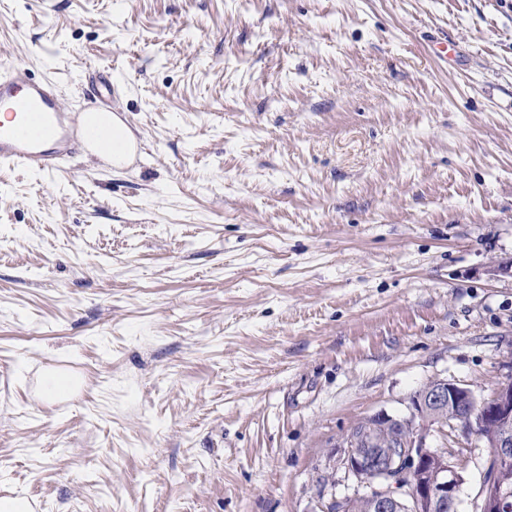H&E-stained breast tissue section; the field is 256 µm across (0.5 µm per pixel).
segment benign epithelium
<instances>
[{
    "mask_svg": "<svg viewBox=\"0 0 512 512\" xmlns=\"http://www.w3.org/2000/svg\"><path fill=\"white\" fill-rule=\"evenodd\" d=\"M410 418L396 420L375 414L363 420L372 428H380L396 439L388 448L366 454L351 445V436L343 440L337 468L344 477L365 483L374 478L376 488L370 494L373 512H456L458 494L463 483L462 472L467 457L461 448H433L427 444L431 430L455 431L449 412H462L468 430L484 441L483 431L497 428L496 440L486 442L487 465L503 475L512 471V379L501 382L493 394L478 399L467 387L437 379L411 398ZM484 482L479 497L483 512H509L512 502L500 493L490 492Z\"/></svg>",
    "mask_w": 512,
    "mask_h": 512,
    "instance_id": "1",
    "label": "benign epithelium"
}]
</instances>
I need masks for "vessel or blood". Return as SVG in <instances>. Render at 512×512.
Instances as JSON below:
<instances>
[{"mask_svg": "<svg viewBox=\"0 0 512 512\" xmlns=\"http://www.w3.org/2000/svg\"><path fill=\"white\" fill-rule=\"evenodd\" d=\"M10 123L0 122V162L47 174L78 149L97 146L90 118L62 107L56 87L34 81L26 63L0 60V104Z\"/></svg>", "mask_w": 512, "mask_h": 512, "instance_id": "1", "label": "vessel or blood"}]
</instances>
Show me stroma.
Wrapping results in <instances>:
<instances>
[{"label": "stroma", "instance_id": "1", "mask_svg": "<svg viewBox=\"0 0 512 512\" xmlns=\"http://www.w3.org/2000/svg\"><path fill=\"white\" fill-rule=\"evenodd\" d=\"M1 56L144 150L0 169V497L327 512L362 418L512 375V0H0ZM72 391V380L65 372H48L41 381L40 397L44 400L65 399Z\"/></svg>", "mask_w": 512, "mask_h": 512}]
</instances>
